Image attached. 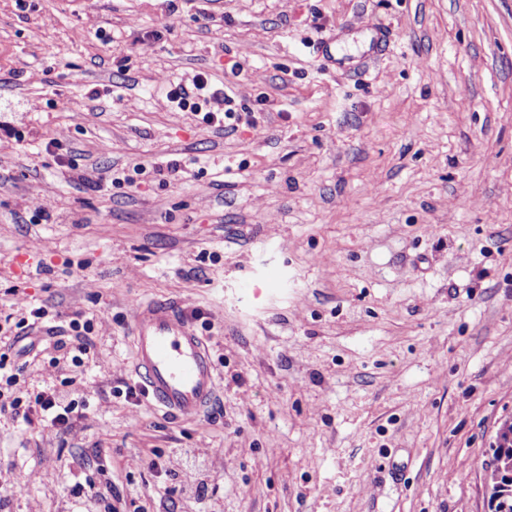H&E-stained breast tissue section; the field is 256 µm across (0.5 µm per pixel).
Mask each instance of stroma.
Returning <instances> with one entry per match:
<instances>
[{
	"label": "stroma",
	"instance_id": "1",
	"mask_svg": "<svg viewBox=\"0 0 512 512\" xmlns=\"http://www.w3.org/2000/svg\"><path fill=\"white\" fill-rule=\"evenodd\" d=\"M198 72L257 126L173 107ZM15 287L95 318L109 372L66 446L0 418V465L40 469L9 512H489L512 0H0V315ZM148 299L210 348L206 417L117 392Z\"/></svg>",
	"mask_w": 512,
	"mask_h": 512
}]
</instances>
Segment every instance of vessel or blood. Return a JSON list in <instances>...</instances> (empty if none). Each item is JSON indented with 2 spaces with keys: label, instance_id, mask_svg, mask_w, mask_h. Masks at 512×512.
Here are the masks:
<instances>
[{
  "label": "vessel or blood",
  "instance_id": "obj_1",
  "mask_svg": "<svg viewBox=\"0 0 512 512\" xmlns=\"http://www.w3.org/2000/svg\"><path fill=\"white\" fill-rule=\"evenodd\" d=\"M133 342L139 383L166 413L198 416L215 402L221 383L209 348L179 306L136 304Z\"/></svg>",
  "mask_w": 512,
  "mask_h": 512
}]
</instances>
